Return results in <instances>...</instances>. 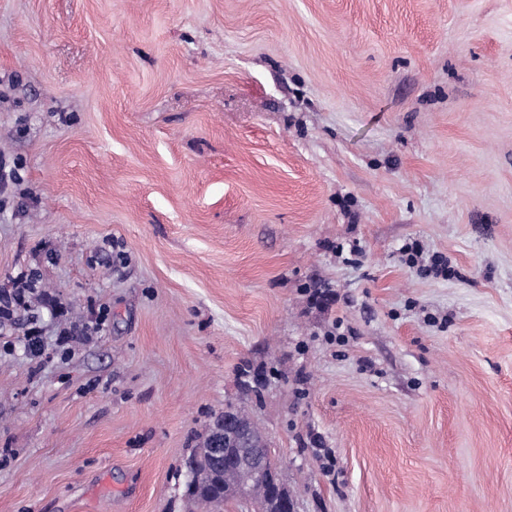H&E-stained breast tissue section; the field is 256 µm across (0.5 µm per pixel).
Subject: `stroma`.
Segmentation results:
<instances>
[{
	"instance_id": "35a3bbf8",
	"label": "stroma",
	"mask_w": 512,
	"mask_h": 512,
	"mask_svg": "<svg viewBox=\"0 0 512 512\" xmlns=\"http://www.w3.org/2000/svg\"><path fill=\"white\" fill-rule=\"evenodd\" d=\"M0 512H512V0H0ZM227 407L249 429L255 446L259 448L250 446L248 432L229 416L220 418L215 424L213 443L208 424L198 436V443L188 458L195 464L192 481L187 484L190 497L204 503L210 511H220L225 503L233 500L231 491L238 478L230 470H235L241 472L245 478L238 488L240 502L251 507L254 490L255 499L262 505L264 512H284L283 500L286 496L279 484L287 485L282 481L280 473L272 472L263 482L268 474L269 448H263L268 441L267 436L244 406ZM211 443L210 453L224 472L215 470L205 454L204 448H209ZM258 483L260 484L255 487Z\"/></svg>"
}]
</instances>
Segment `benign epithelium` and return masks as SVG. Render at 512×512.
<instances>
[{"mask_svg": "<svg viewBox=\"0 0 512 512\" xmlns=\"http://www.w3.org/2000/svg\"><path fill=\"white\" fill-rule=\"evenodd\" d=\"M210 453L219 467L244 475V482L238 488V500L252 504L255 485L267 478L269 449L251 447L248 432L233 418L225 416L214 426Z\"/></svg>", "mask_w": 512, "mask_h": 512, "instance_id": "1", "label": "benign epithelium"}]
</instances>
